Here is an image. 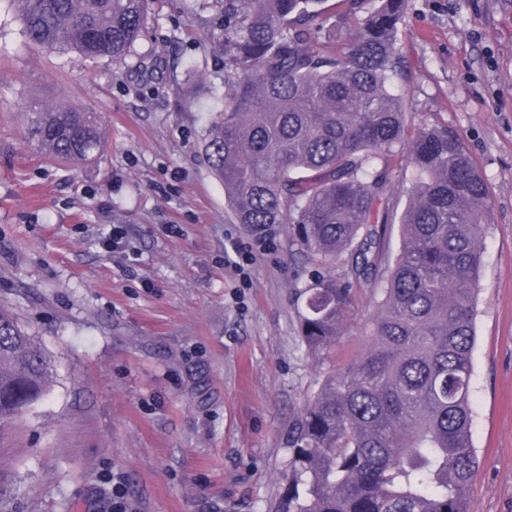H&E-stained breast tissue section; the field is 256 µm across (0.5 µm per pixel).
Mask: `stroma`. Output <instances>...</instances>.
Returning a JSON list of instances; mask_svg holds the SVG:
<instances>
[{
    "mask_svg": "<svg viewBox=\"0 0 512 512\" xmlns=\"http://www.w3.org/2000/svg\"><path fill=\"white\" fill-rule=\"evenodd\" d=\"M219 0H156L124 60L29 42L0 0V306L55 364L50 392L0 426L13 512H274L288 430L358 361L376 299L309 354L294 290L320 266L292 225L257 240L203 152L225 90ZM410 128L457 130L491 199L472 388L469 512H512V0H410L399 25ZM100 113L97 162L47 158L34 106ZM123 237L111 247L113 227ZM247 244L244 272L224 263Z\"/></svg>",
    "mask_w": 512,
    "mask_h": 512,
    "instance_id": "35a3bbf8",
    "label": "stroma"
}]
</instances>
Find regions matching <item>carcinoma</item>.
<instances>
[{"instance_id": "obj_1", "label": "carcinoma", "mask_w": 512, "mask_h": 512, "mask_svg": "<svg viewBox=\"0 0 512 512\" xmlns=\"http://www.w3.org/2000/svg\"><path fill=\"white\" fill-rule=\"evenodd\" d=\"M27 39L85 58H125L154 0H13ZM320 0H224L227 89L205 157L235 223L253 234L298 226L324 273L297 289L306 349L335 345L357 289L380 299L359 362L325 379L288 437L276 512H467L478 467L471 379L478 273L491 200L458 132L405 134L391 89L406 0H359L341 15ZM39 150L79 166L106 133L94 111L30 113ZM411 167L403 210L392 165ZM400 249L389 257L394 220ZM345 268L337 273L335 265ZM53 382L50 360L0 309V424Z\"/></svg>"}]
</instances>
